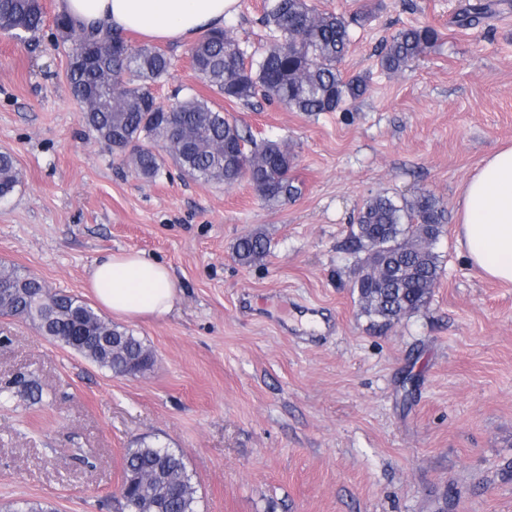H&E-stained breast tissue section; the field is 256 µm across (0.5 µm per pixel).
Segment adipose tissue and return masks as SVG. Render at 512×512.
Here are the masks:
<instances>
[{
  "instance_id": "1",
  "label": "adipose tissue",
  "mask_w": 512,
  "mask_h": 512,
  "mask_svg": "<svg viewBox=\"0 0 512 512\" xmlns=\"http://www.w3.org/2000/svg\"><path fill=\"white\" fill-rule=\"evenodd\" d=\"M237 0H58L60 13L86 25L183 44L222 28ZM458 242L484 276L512 283V147L497 150L465 182L457 211ZM89 286L113 314L162 318L176 282L170 267L141 253L120 252L92 266Z\"/></svg>"
}]
</instances>
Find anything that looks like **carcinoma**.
Returning a JSON list of instances; mask_svg holds the SVG:
<instances>
[{"instance_id": "1", "label": "carcinoma", "mask_w": 512, "mask_h": 512, "mask_svg": "<svg viewBox=\"0 0 512 512\" xmlns=\"http://www.w3.org/2000/svg\"><path fill=\"white\" fill-rule=\"evenodd\" d=\"M487 0L460 15L470 25L492 11ZM369 6L351 20L318 10L309 0H266L264 22L274 32L260 52L246 55L226 29L207 31L191 49L192 67L211 93L248 104L260 96L293 112H334L368 90L365 78H345L338 65L349 46V26L369 18ZM42 0H0V32L33 38L42 29ZM56 27L71 41L68 81L94 139L144 179L168 165L203 183L231 185L248 177L267 204L298 195L290 172L295 154L285 140L256 143L250 130L215 108L211 98L190 94L164 106L154 87L171 61L159 47L132 45L119 34L77 24L60 14ZM438 39L429 26L399 31L385 45L379 65L395 74L409 68ZM21 182L14 156L0 151V200ZM445 209L431 193L398 203L382 194L358 210L349 250L365 254L367 277L355 284L363 312L384 324L399 312H415L431 297L440 275L434 243L443 232ZM234 258L242 265L262 261L269 241L261 232L240 238ZM0 315L21 317L38 332L77 351L115 376L135 377L153 356L125 328L104 320L77 296L48 288L15 266L0 265ZM119 495L136 512H197V489L181 455L141 440L125 449Z\"/></svg>"}]
</instances>
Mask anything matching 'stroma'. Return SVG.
Listing matches in <instances>:
<instances>
[{"label":"stroma","instance_id":"stroma-1","mask_svg":"<svg viewBox=\"0 0 512 512\" xmlns=\"http://www.w3.org/2000/svg\"><path fill=\"white\" fill-rule=\"evenodd\" d=\"M312 2L347 18L370 4L339 66L368 76L365 96L318 114L216 101L254 139L291 143L301 193L272 205L245 181L146 180L114 160L71 95L56 0L35 40L0 34V150L22 176L0 201V263L90 303L97 260L143 252L178 288L167 317L121 322L155 356L135 378L0 316V512H117L142 439L182 455L198 512H512V284L467 263L456 218L467 178L512 145V0L470 27L457 17L475 0ZM263 12L238 0L226 17L242 48L269 40ZM422 25L437 42L383 71L381 44ZM165 50L158 101L204 93L188 45ZM426 191L445 208L439 280L384 326L358 307L346 242L365 199ZM255 231L270 253L240 265L233 246Z\"/></svg>","mask_w":512,"mask_h":512}]
</instances>
